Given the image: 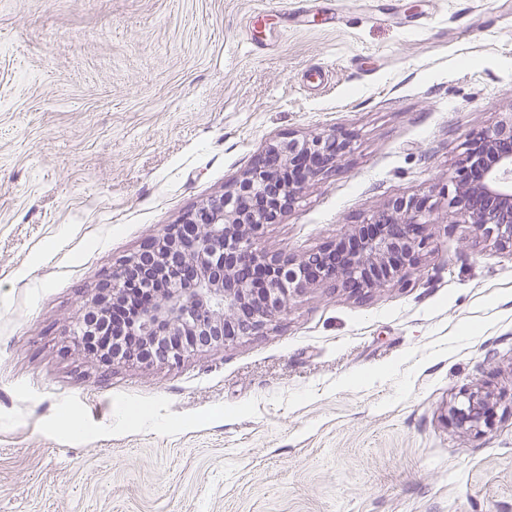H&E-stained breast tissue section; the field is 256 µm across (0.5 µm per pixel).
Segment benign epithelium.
Masks as SVG:
<instances>
[{"label": "benign epithelium", "mask_w": 512, "mask_h": 512, "mask_svg": "<svg viewBox=\"0 0 512 512\" xmlns=\"http://www.w3.org/2000/svg\"><path fill=\"white\" fill-rule=\"evenodd\" d=\"M348 147L341 133L269 144L224 193L150 238L113 271L89 306L134 296L140 281H154L148 301L126 323L147 343L188 338L168 347L163 362L173 365L199 347H223L257 334L308 284L340 280L361 297L405 284L407 268L425 246L422 230L432 223L429 195L397 197L366 223L350 225L348 236L357 246L345 252L334 243L300 258L268 257L255 249L304 185L335 167ZM447 207L480 238L512 251V113L467 142ZM461 397L448 408L451 424L464 433L491 428L493 398L478 388Z\"/></svg>", "instance_id": "benign-epithelium-1"}]
</instances>
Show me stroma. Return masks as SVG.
Wrapping results in <instances>:
<instances>
[{
    "label": "stroma",
    "mask_w": 512,
    "mask_h": 512,
    "mask_svg": "<svg viewBox=\"0 0 512 512\" xmlns=\"http://www.w3.org/2000/svg\"><path fill=\"white\" fill-rule=\"evenodd\" d=\"M509 112L512 0H0V512H512V252L441 203ZM332 131L349 151L256 249L428 194L408 287L311 285L177 366L80 350L123 260ZM475 387L494 426L463 434ZM463 398L448 408V419L463 433L482 432L493 425L491 405L493 398L480 389H468L462 392Z\"/></svg>",
    "instance_id": "35a3bbf8"
}]
</instances>
